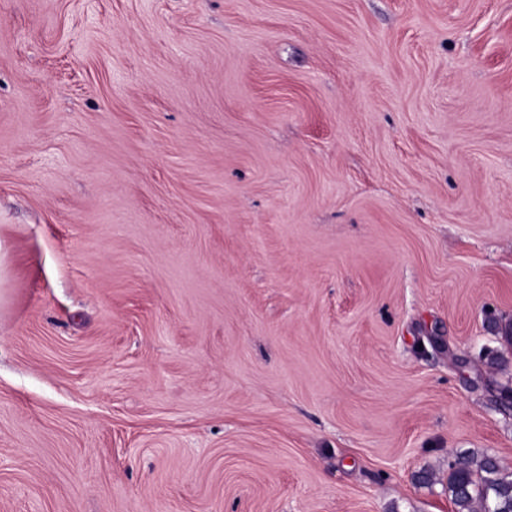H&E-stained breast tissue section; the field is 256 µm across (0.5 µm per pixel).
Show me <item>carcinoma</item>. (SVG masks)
Masks as SVG:
<instances>
[{
    "label": "carcinoma",
    "instance_id": "obj_1",
    "mask_svg": "<svg viewBox=\"0 0 512 512\" xmlns=\"http://www.w3.org/2000/svg\"><path fill=\"white\" fill-rule=\"evenodd\" d=\"M448 492L455 512H512V471L491 456L461 454L451 465Z\"/></svg>",
    "mask_w": 512,
    "mask_h": 512
}]
</instances>
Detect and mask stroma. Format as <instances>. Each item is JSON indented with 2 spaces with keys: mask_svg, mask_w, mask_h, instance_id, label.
<instances>
[{
  "mask_svg": "<svg viewBox=\"0 0 512 512\" xmlns=\"http://www.w3.org/2000/svg\"><path fill=\"white\" fill-rule=\"evenodd\" d=\"M0 247V512H454L512 0H0Z\"/></svg>",
  "mask_w": 512,
  "mask_h": 512,
  "instance_id": "obj_1",
  "label": "stroma"
}]
</instances>
